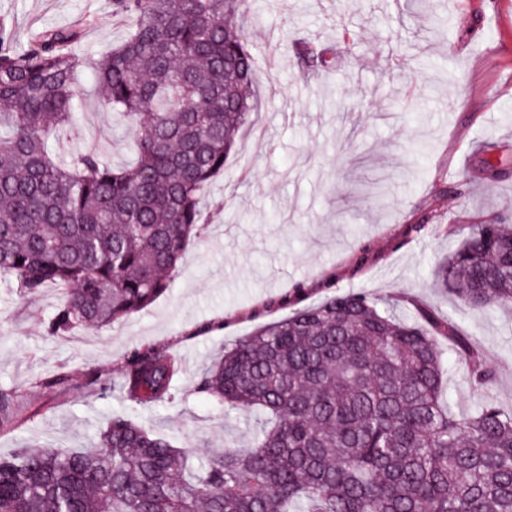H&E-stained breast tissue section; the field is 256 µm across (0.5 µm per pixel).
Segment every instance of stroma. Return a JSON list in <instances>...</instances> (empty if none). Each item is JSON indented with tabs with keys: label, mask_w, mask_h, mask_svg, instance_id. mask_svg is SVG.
Masks as SVG:
<instances>
[{
	"label": "stroma",
	"mask_w": 512,
	"mask_h": 512,
	"mask_svg": "<svg viewBox=\"0 0 512 512\" xmlns=\"http://www.w3.org/2000/svg\"><path fill=\"white\" fill-rule=\"evenodd\" d=\"M247 34L256 57L260 109L251 117L203 205L209 224L191 239L170 288L151 306L77 337L50 336L57 305L49 287L20 295L0 280V388L19 392L0 454L24 444L93 446L102 420L132 414L145 427L197 448L248 447L251 413L218 407L197 385L225 344L287 315L281 296L303 302L364 291L393 300L399 316L424 307L460 324L488 354L491 391L512 412V310H477L433 285V271L477 221L512 223V0H254ZM18 44L30 28L92 18L82 37L99 54L127 29L111 0H0ZM335 45L313 72L289 48ZM422 58L423 72L401 68ZM87 88L77 129L55 145L67 157L88 148L111 164L131 160L130 127ZM496 171H488V162ZM383 180L385 205L362 193ZM181 360L174 396L141 407L121 389V366L143 344ZM114 383L110 398L60 394L36 380L88 371Z\"/></svg>",
	"instance_id": "35a3bbf8"
}]
</instances>
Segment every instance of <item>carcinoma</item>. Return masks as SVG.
Returning <instances> with one entry per match:
<instances>
[{"mask_svg": "<svg viewBox=\"0 0 512 512\" xmlns=\"http://www.w3.org/2000/svg\"><path fill=\"white\" fill-rule=\"evenodd\" d=\"M125 39L94 58L91 25L48 28L17 46L0 19V276L61 298L51 336L102 330L170 287L203 221L202 200L257 110L247 0H112ZM314 70L336 47L297 45ZM88 70L120 119L135 161L93 151L60 157ZM437 282L473 308L512 306V225H470ZM448 345L477 391L493 381L455 321L418 307L396 317L366 292L298 307L224 345L199 392L263 417L251 446L197 457L114 414L98 448L30 444L0 456V512H512V414L482 396L453 413ZM167 348L126 357L121 390L143 406L169 399L181 375ZM101 398L113 388L90 373ZM17 398L0 389V425Z\"/></svg>", "mask_w": 512, "mask_h": 512, "instance_id": "1", "label": "carcinoma"}]
</instances>
